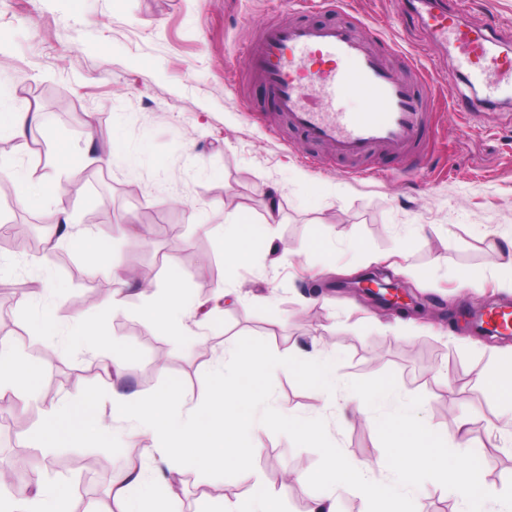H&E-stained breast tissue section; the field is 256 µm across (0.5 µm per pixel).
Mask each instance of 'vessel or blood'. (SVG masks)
Here are the masks:
<instances>
[{"label": "vessel or blood", "mask_w": 512, "mask_h": 512, "mask_svg": "<svg viewBox=\"0 0 512 512\" xmlns=\"http://www.w3.org/2000/svg\"><path fill=\"white\" fill-rule=\"evenodd\" d=\"M422 20L446 38L459 71L481 84L487 98L512 96V54L495 49L485 30L461 19V7L422 0ZM243 73L259 82L271 106L313 143L326 145L332 158L350 161L384 149L414 156L425 136L427 111L435 100L431 83L416 87L389 67L369 46V36L351 23L325 25L266 23L247 50ZM360 90L365 112H349L340 98ZM493 323L512 331V311L485 310L472 317L474 328Z\"/></svg>", "instance_id": "1"}]
</instances>
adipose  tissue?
<instances>
[{"mask_svg": "<svg viewBox=\"0 0 512 512\" xmlns=\"http://www.w3.org/2000/svg\"><path fill=\"white\" fill-rule=\"evenodd\" d=\"M9 128L21 139H50L51 123L46 113L21 107L0 113V128ZM227 286H217L210 298L211 308L202 302L191 303L182 293L179 279H172L166 293L149 309L148 326L152 332L171 336L185 331L187 313H221ZM261 375L257 351L237 347L225 351L208 383L205 410L190 407L173 408V393L145 397L138 393L113 392L110 409L114 418L151 424L157 430L154 445L140 449L137 457L128 460L124 470L112 480L111 498L119 512H167L174 497L173 481L162 476L151 486L142 484V462L164 451L178 456L182 463L200 465L202 460L237 461L241 451L250 447L254 425L245 424L226 431L224 417L236 406L254 396L253 384ZM39 372L34 360L24 357L14 338L0 337V403L34 387ZM102 407L94 392L81 394L75 404L47 408L41 425L33 437L41 443L53 439H74L89 435L102 420Z\"/></svg>", "mask_w": 512, "mask_h": 512, "instance_id": "adipose-tissue-1", "label": "adipose tissue"}]
</instances>
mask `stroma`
<instances>
[{
	"mask_svg": "<svg viewBox=\"0 0 512 512\" xmlns=\"http://www.w3.org/2000/svg\"><path fill=\"white\" fill-rule=\"evenodd\" d=\"M468 23L498 37L512 51V0H468ZM381 26L371 46L386 53L400 75L417 80L403 49L427 45L422 70L441 67L455 91L480 105L467 121L443 107L421 169L406 168L387 151L368 161L373 172L347 174L323 147L307 142L285 115L269 110L257 83L240 72L246 48L270 18ZM28 105L47 113L57 141L79 162L63 173L60 196L25 203L24 182L0 179V223L37 226L66 209L90 240L105 241L117 267L153 271L150 284L124 293L126 309L107 317L114 288L110 267L91 265L84 251L58 241L53 259L0 248V277L15 283L50 281L55 293L0 298V336L14 337L36 360L43 378L14 406L42 413L52 403L93 389L109 402L113 388L150 397L179 388L187 406L205 396L215 364L239 338L267 342L280 357L320 349L336 357L342 382L393 373L390 411L419 395L418 415L433 430L484 444L490 493L512 481V413L478 377L497 373L486 338L470 336L460 311L488 301L512 303V288L496 274L512 237V99L485 104L482 90L455 73L448 47L414 13L410 0H345L344 10H304L300 0H0V106ZM262 110L265 125L248 108ZM118 139L105 160H82L88 133ZM322 159L321 167L305 157ZM45 143L22 144L0 131V165L23 167L38 178L49 162ZM276 223H267L269 200ZM243 218L232 231L225 216ZM238 234L248 254L224 261V240ZM401 262L404 280L425 310L405 328L394 312L344 289L329 271L334 260L364 272V255ZM179 276L184 292L207 298L226 284L235 296L224 315L205 325L210 352L200 358L192 336H160L146 326L145 309ZM55 310V335L33 338L27 318L42 306ZM106 326L120 345L118 373L92 371V355L75 350L72 318ZM272 406L287 416L323 418L331 440L358 470L376 480L390 470L373 411L342 420L341 411L292 375L273 373ZM497 418L502 437L487 440L485 422ZM248 469L223 465L179 474L172 512H200L203 504L238 505L248 512L256 491L274 498L279 512H310L308 475L318 453L271 430L255 436ZM45 461L40 488L80 502L83 463L102 462L104 485L132 456L128 437L109 429L95 438L65 440L39 450ZM208 502H201V495ZM418 512H462L463 497L437 482L412 490Z\"/></svg>",
	"mask_w": 512,
	"mask_h": 512,
	"instance_id": "stroma-1",
	"label": "stroma"
}]
</instances>
